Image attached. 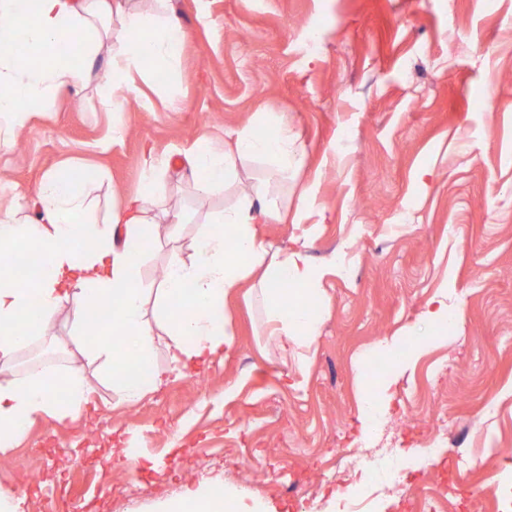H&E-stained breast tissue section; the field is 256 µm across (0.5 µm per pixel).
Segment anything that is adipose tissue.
I'll use <instances>...</instances> for the list:
<instances>
[{"label":"adipose tissue","mask_w":512,"mask_h":512,"mask_svg":"<svg viewBox=\"0 0 512 512\" xmlns=\"http://www.w3.org/2000/svg\"><path fill=\"white\" fill-rule=\"evenodd\" d=\"M171 0H0V147L11 148L28 116L46 110L54 98L86 86L102 68L101 101L123 112L141 99L137 84L145 63L177 69L187 33ZM79 38L83 62L64 61L67 35ZM280 171L304 166L306 155L287 124L266 137L252 125L229 134L223 148L199 140L185 155L198 196L223 193L256 161ZM141 188L94 223L88 169L74 165L50 174L34 191L38 214L28 222L0 212V253L31 261L25 282L0 274V445L9 444L36 416L80 411L87 401L83 376L32 367L25 378L8 375L17 353L42 335L57 310L77 305L76 338L92 358L104 360L123 401L139 402L159 386L191 376L214 356L228 351L225 300L256 277L263 313L283 352L298 353L318 333L311 305L320 296V270L312 267L308 243L269 256L263 224L285 217L269 180L252 178L229 208L216 213L190 240L191 259L179 248L189 216L169 205L156 184L169 170V156L144 148ZM164 234L173 247L161 282L147 279L135 244ZM155 301L167 336L169 362L154 359V330L146 305Z\"/></svg>","instance_id":"1"}]
</instances>
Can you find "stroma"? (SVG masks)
<instances>
[{
	"label": "stroma",
	"instance_id": "1",
	"mask_svg": "<svg viewBox=\"0 0 512 512\" xmlns=\"http://www.w3.org/2000/svg\"><path fill=\"white\" fill-rule=\"evenodd\" d=\"M173 7L190 34L178 69L148 74L143 101L117 116L94 81L33 113L22 149H0V207L79 164L94 171L96 215L108 217L139 188L150 146L171 158L161 192L200 223L250 177L275 172L253 163L224 195L201 198L184 151L286 120L307 163L277 189L292 205L311 200L303 219L265 224L262 237L276 251L316 235L321 326L305 380L287 383L296 363L245 287L226 306L233 347L128 405L73 340L76 306L65 303L55 336L34 339L11 371L23 377L32 354L61 343L67 356L52 367L80 369L88 401L76 415L35 418L0 451V487L26 496L28 512H42L47 494L79 512H162L189 485L237 494L249 512H336L331 477L366 432L367 382L399 444L396 490L373 494L372 512H409L418 486L447 488L439 512H512V0ZM443 292L457 312L446 326L424 318ZM442 332L451 343H433ZM392 337L398 364L375 352Z\"/></svg>",
	"mask_w": 512,
	"mask_h": 512
}]
</instances>
